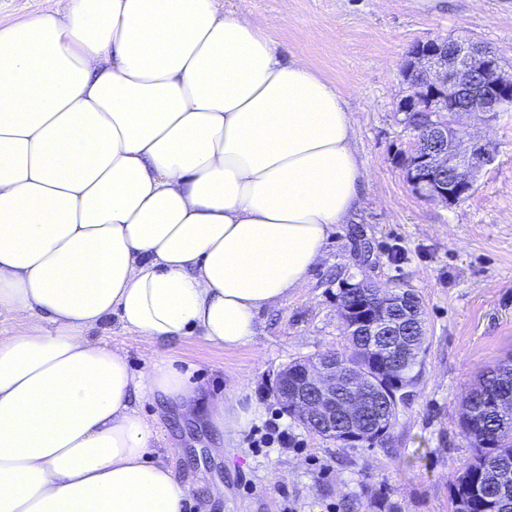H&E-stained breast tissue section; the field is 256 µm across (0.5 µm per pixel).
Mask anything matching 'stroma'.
I'll return each instance as SVG.
<instances>
[{"instance_id": "stroma-1", "label": "stroma", "mask_w": 512, "mask_h": 512, "mask_svg": "<svg viewBox=\"0 0 512 512\" xmlns=\"http://www.w3.org/2000/svg\"><path fill=\"white\" fill-rule=\"evenodd\" d=\"M225 10L275 19L269 35L285 57L307 62L347 100L369 171L349 223L337 225L322 262L288 299L260 314L252 340L227 351L196 336L163 344L126 333L118 319L88 331L120 346L133 372L154 353L174 360L205 400L254 408L291 441L249 445L248 431L222 444L206 422L144 400L158 438L150 458L170 461L189 486L186 512H451L449 485L471 451L460 398L478 374L512 353V109L491 123L471 118L491 160L471 194L451 207L407 184L401 159L410 134L399 110L412 47L467 35L512 70V0H221ZM361 282L421 298L422 378L388 440L342 445L306 429L275 392L289 362L347 345L343 291ZM180 448L170 458L167 447Z\"/></svg>"}]
</instances>
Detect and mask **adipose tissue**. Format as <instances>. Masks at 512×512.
<instances>
[{
  "instance_id": "obj_1",
  "label": "adipose tissue",
  "mask_w": 512,
  "mask_h": 512,
  "mask_svg": "<svg viewBox=\"0 0 512 512\" xmlns=\"http://www.w3.org/2000/svg\"><path fill=\"white\" fill-rule=\"evenodd\" d=\"M219 0H55L0 28V512H183L143 400L236 435L173 361L233 350L308 281L368 170L344 96Z\"/></svg>"
}]
</instances>
